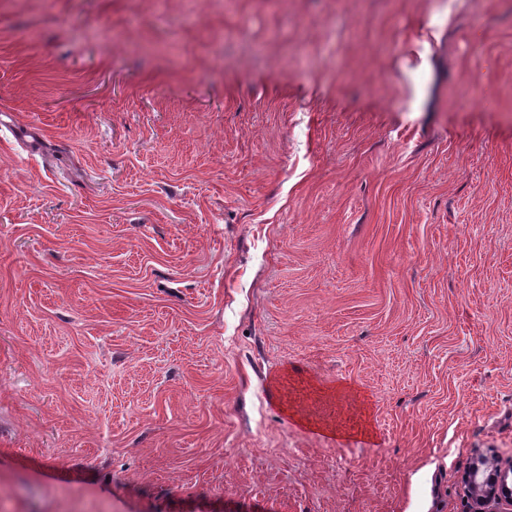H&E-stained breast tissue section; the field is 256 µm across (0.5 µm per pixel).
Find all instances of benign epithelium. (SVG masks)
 I'll use <instances>...</instances> for the list:
<instances>
[{
    "instance_id": "7a95c632",
    "label": "benign epithelium",
    "mask_w": 512,
    "mask_h": 512,
    "mask_svg": "<svg viewBox=\"0 0 512 512\" xmlns=\"http://www.w3.org/2000/svg\"><path fill=\"white\" fill-rule=\"evenodd\" d=\"M471 512H492V506H512V460L490 452L474 458L463 478Z\"/></svg>"
}]
</instances>
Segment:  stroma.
I'll return each instance as SVG.
<instances>
[{
    "mask_svg": "<svg viewBox=\"0 0 512 512\" xmlns=\"http://www.w3.org/2000/svg\"><path fill=\"white\" fill-rule=\"evenodd\" d=\"M512 457V0H0V512H470ZM472 512L502 511L492 505L512 506V460L490 452L474 458L463 478Z\"/></svg>",
    "mask_w": 512,
    "mask_h": 512,
    "instance_id": "1",
    "label": "stroma"
}]
</instances>
